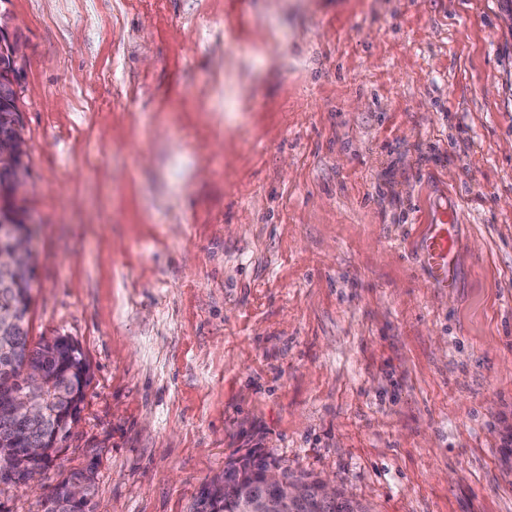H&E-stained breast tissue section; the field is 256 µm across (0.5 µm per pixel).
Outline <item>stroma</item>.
Here are the masks:
<instances>
[{"label":"stroma","instance_id":"1","mask_svg":"<svg viewBox=\"0 0 512 512\" xmlns=\"http://www.w3.org/2000/svg\"><path fill=\"white\" fill-rule=\"evenodd\" d=\"M54 486L192 512L248 452L369 512H512V0H0ZM456 216L433 287L428 224ZM5 35L8 40L2 38ZM0 80H5L10 73L20 71L23 73L22 67L18 60L14 58L10 44L14 49V53L18 57L24 55L25 44L21 40L14 39L5 24L0 23ZM9 41V42H8ZM453 215L444 211L428 225L422 258L433 287L454 288L456 284L457 250ZM51 342L45 341L36 348L43 354L36 364L54 381V389L59 386L77 388L83 401L89 366L80 347L77 345L70 352L62 349L55 353Z\"/></svg>","mask_w":512,"mask_h":512}]
</instances>
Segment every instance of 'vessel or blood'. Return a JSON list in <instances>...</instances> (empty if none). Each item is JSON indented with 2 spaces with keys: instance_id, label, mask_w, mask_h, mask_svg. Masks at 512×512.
Wrapping results in <instances>:
<instances>
[{
  "instance_id": "b4317fda",
  "label": "vessel or blood",
  "mask_w": 512,
  "mask_h": 512,
  "mask_svg": "<svg viewBox=\"0 0 512 512\" xmlns=\"http://www.w3.org/2000/svg\"><path fill=\"white\" fill-rule=\"evenodd\" d=\"M422 258L433 287L451 288L456 284L457 250L455 224L444 212L430 224L424 238Z\"/></svg>"
}]
</instances>
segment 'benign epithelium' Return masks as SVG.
I'll use <instances>...</instances> for the list:
<instances>
[{
	"instance_id": "benign-epithelium-1",
	"label": "benign epithelium",
	"mask_w": 512,
	"mask_h": 512,
	"mask_svg": "<svg viewBox=\"0 0 512 512\" xmlns=\"http://www.w3.org/2000/svg\"><path fill=\"white\" fill-rule=\"evenodd\" d=\"M22 126L21 116H16V121L0 128V159L6 160L14 154L18 134ZM26 227L18 230L14 235L13 254L10 257L0 255V276L4 275L13 262L24 260L33 255V235L30 234V219H25ZM28 391L21 394L12 387V382L0 380V419L13 421L21 419L26 423L37 421L43 414V403L34 397V393L50 386L44 372L31 366L27 371ZM46 441L43 438L37 448L23 449L26 459L31 461V466L26 471L25 477H20L14 470L8 467L0 468V485H24L31 490H42L45 486L46 474L53 465V457L46 449ZM266 483L273 493V497L247 496L242 499L240 512H270L276 508L281 512H316L329 502L339 501L340 496L336 487L328 481L319 480V486L311 487L305 481L287 480L282 475V470L275 463H270L266 471ZM87 482L75 481L68 484L67 500L62 503L67 509L80 510L87 500Z\"/></svg>"
}]
</instances>
